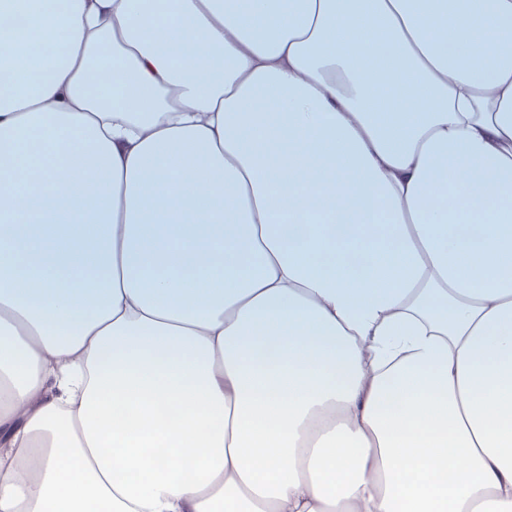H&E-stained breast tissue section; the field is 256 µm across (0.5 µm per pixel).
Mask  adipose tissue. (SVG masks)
Segmentation results:
<instances>
[{"mask_svg":"<svg viewBox=\"0 0 512 512\" xmlns=\"http://www.w3.org/2000/svg\"><path fill=\"white\" fill-rule=\"evenodd\" d=\"M0 512H512V0H0Z\"/></svg>","mask_w":512,"mask_h":512,"instance_id":"adipose-tissue-1","label":"adipose tissue"}]
</instances>
